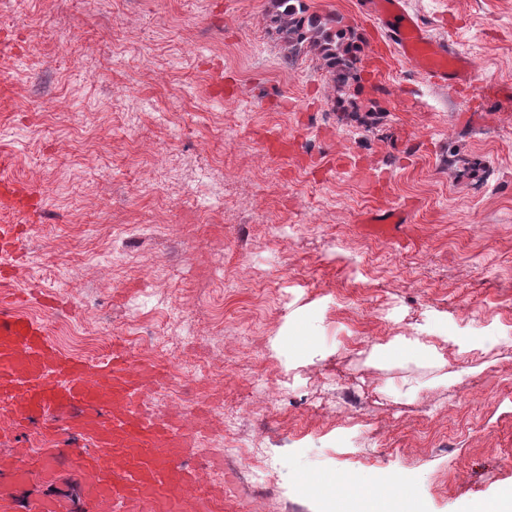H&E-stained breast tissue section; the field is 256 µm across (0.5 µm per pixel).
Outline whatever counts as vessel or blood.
<instances>
[{"mask_svg":"<svg viewBox=\"0 0 512 512\" xmlns=\"http://www.w3.org/2000/svg\"><path fill=\"white\" fill-rule=\"evenodd\" d=\"M405 6V0L361 3L365 15L384 24L394 49L421 72L446 87L470 86L471 61L447 38L432 37ZM408 219L407 210L376 208L366 227L396 238ZM22 230L0 224V252L22 257ZM166 382L161 369L134 360L118 340L97 364L66 356L43 324L23 313L13 289H0V400L9 402L13 424L39 417L51 427L69 416L93 440L94 455L69 448L64 457L98 512H224L228 483L202 484L200 469L188 463L198 439L191 417L142 409L147 391ZM8 469L11 485L0 489V512H12L15 488L53 478L48 466L25 455Z\"/></svg>","mask_w":512,"mask_h":512,"instance_id":"b4317fda","label":"vessel or blood"}]
</instances>
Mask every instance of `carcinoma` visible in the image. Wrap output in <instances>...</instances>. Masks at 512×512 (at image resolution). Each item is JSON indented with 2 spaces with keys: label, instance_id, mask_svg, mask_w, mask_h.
Here are the masks:
<instances>
[{
  "label": "carcinoma",
  "instance_id": "cac0c4a2",
  "mask_svg": "<svg viewBox=\"0 0 512 512\" xmlns=\"http://www.w3.org/2000/svg\"><path fill=\"white\" fill-rule=\"evenodd\" d=\"M266 20L284 43L288 57L310 53L321 60L335 103L358 108L361 39L343 17L311 13L304 0H271Z\"/></svg>",
  "mask_w": 512,
  "mask_h": 512
}]
</instances>
